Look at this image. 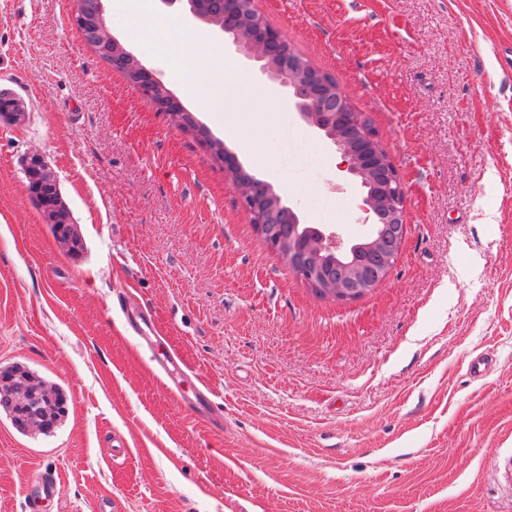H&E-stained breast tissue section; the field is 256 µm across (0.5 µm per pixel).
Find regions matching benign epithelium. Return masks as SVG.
Instances as JSON below:
<instances>
[{
	"mask_svg": "<svg viewBox=\"0 0 512 512\" xmlns=\"http://www.w3.org/2000/svg\"><path fill=\"white\" fill-rule=\"evenodd\" d=\"M104 6L101 0H96L93 9L74 10L73 25L85 33L94 26L102 29ZM224 40L228 46L243 54L249 60L263 62L261 74L280 87L288 89L289 101L300 119L308 126L328 139L343 157L342 169L360 181L366 189L363 198L365 210L378 215L377 208L383 206L389 209L395 232L392 236L379 235L376 230L361 240H345L334 232L316 229L317 237L309 246L307 256L310 260L299 262L293 257L288 245L274 239L268 244L279 253L289 264L293 272L304 282H309L317 275L316 265L326 256L333 261L360 250H367L374 259L372 274L366 275L351 265H345L342 276L333 282L327 292V297L337 302H348L361 298L370 293L377 285L384 282L390 274L397 256L401 250L407 233L406 224V191L401 173L381 146L377 135L366 137L369 142L368 150L364 153L356 151L345 140L340 128L347 122L359 125L360 113L352 107L348 97L337 86L328 84L325 79L310 72L301 73L297 70L295 61L286 52H278V46L283 41L281 32L271 27L258 14L247 13L243 27L239 31L222 28ZM101 55H115L123 51L120 41L107 33L102 41L96 44ZM318 83L326 88L325 97L330 99L324 110L315 112L305 100L303 88L306 84ZM25 119V111L19 102L6 95H0V120L18 124ZM239 163L233 153L224 150V168L235 187L242 207L249 214L251 223L255 224L258 232H263L266 225L271 223L274 214L284 215L285 223H301L297 211L288 205L283 197L275 192L263 205L250 197L248 188L241 183L238 175ZM28 175L32 179L30 190L48 192L57 190L56 182L46 172L41 157L29 158ZM48 221L53 224L56 237L64 244L74 247L78 236L74 228L67 222L63 209L56 202H46L42 209Z\"/></svg>",
	"mask_w": 512,
	"mask_h": 512,
	"instance_id": "obj_1",
	"label": "benign epithelium"
}]
</instances>
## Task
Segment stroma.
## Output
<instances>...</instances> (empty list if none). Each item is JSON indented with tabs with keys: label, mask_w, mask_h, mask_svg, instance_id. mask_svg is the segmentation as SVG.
Listing matches in <instances>:
<instances>
[{
	"label": "stroma",
	"mask_w": 512,
	"mask_h": 512,
	"mask_svg": "<svg viewBox=\"0 0 512 512\" xmlns=\"http://www.w3.org/2000/svg\"><path fill=\"white\" fill-rule=\"evenodd\" d=\"M369 116L407 190L386 281L319 298L256 232L222 163L154 111L69 17L0 0V368L64 394L50 434L0 412V512H512V0H254ZM262 130L305 223L368 234L359 182L278 87ZM39 152L81 240L29 194ZM156 350L211 393L179 403ZM481 361L480 373L471 365ZM43 214L53 224L56 237L64 244L75 247L78 243V236L74 228L67 222L63 209L56 202H44ZM1 382L9 380L13 383L24 385L33 391H40L46 384L38 375L32 371L23 370L18 365L9 366L0 371ZM55 492V482L41 479L26 501L29 512H43V503L49 500Z\"/></svg>",
	"instance_id": "stroma-1"
}]
</instances>
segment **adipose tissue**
Here are the masks:
<instances>
[{
  "mask_svg": "<svg viewBox=\"0 0 512 512\" xmlns=\"http://www.w3.org/2000/svg\"><path fill=\"white\" fill-rule=\"evenodd\" d=\"M113 6L126 16L134 32L144 16H152L154 33L166 43L165 49L151 53L153 67L165 72L186 97L194 100L223 129L225 138L257 159L261 170L272 171L274 165L262 142L239 122L236 101L248 77L236 61L213 48L204 33L173 27L171 18L154 14L153 0H113Z\"/></svg>",
  "mask_w": 512,
  "mask_h": 512,
  "instance_id": "obj_1",
  "label": "adipose tissue"
}]
</instances>
